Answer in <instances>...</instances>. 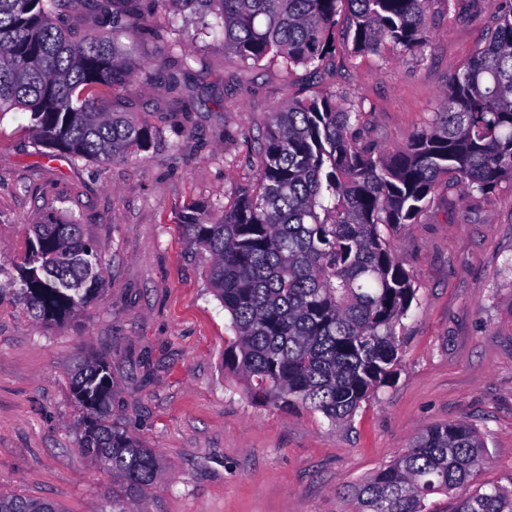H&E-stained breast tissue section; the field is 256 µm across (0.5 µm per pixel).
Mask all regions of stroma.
<instances>
[{
  "label": "stroma",
  "instance_id": "35a3bbf8",
  "mask_svg": "<svg viewBox=\"0 0 512 512\" xmlns=\"http://www.w3.org/2000/svg\"><path fill=\"white\" fill-rule=\"evenodd\" d=\"M170 0H144L140 59L179 42L203 62L191 112L156 109L145 86L131 109L160 135L138 163H71L34 144L29 115H0V264L21 262L28 227L48 210L74 215L101 255L104 290L67 323L43 326L0 299V495L47 499L61 512H345L347 496L427 426L465 422L485 439L472 480L428 503L454 512L485 482L512 489V188L470 196L441 187L417 223L391 232L397 261L418 291L400 331L390 384L352 422L284 410L247 394L224 368L232 337L209 291L208 253L178 228L193 201L218 214L253 181V138L267 114L299 95L364 102L363 136L394 151L442 104L450 76L499 22L492 0H432L424 59L391 48L356 55L344 39L326 67L279 62L243 73L221 43L196 35L192 10L168 28ZM107 357L113 419L155 449L159 485L134 500L78 447L67 373L81 355Z\"/></svg>",
  "mask_w": 512,
  "mask_h": 512
}]
</instances>
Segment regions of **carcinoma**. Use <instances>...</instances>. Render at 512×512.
I'll list each match as a JSON object with an SVG mask.
<instances>
[{"mask_svg":"<svg viewBox=\"0 0 512 512\" xmlns=\"http://www.w3.org/2000/svg\"><path fill=\"white\" fill-rule=\"evenodd\" d=\"M198 14L244 68L281 60L319 68L336 51L337 16L349 13L353 49L422 57L433 32L431 0H172ZM141 0H0V114H30L35 141L68 159L101 165L142 159L158 130L103 104L142 84L162 85V112L194 110L195 56H159L145 68L130 30ZM361 103L325 92L268 113L251 166L219 215L191 203L179 216L187 243L209 253V287L234 331L224 368L283 409L352 420L401 361L398 329L417 284L397 261L389 230L418 223L448 181L468 195L512 187V9L448 81L429 123L396 152L362 139ZM98 251L72 215L30 225L27 252L0 266L11 294L44 324L68 320L102 290ZM81 455L119 477L133 497L151 490L162 460L112 422L111 364L72 365ZM484 441L465 422L418 431L410 448L351 499V512H428L426 501L467 483L484 465ZM0 512H58L48 501L0 495ZM455 512H512V491L486 483Z\"/></svg>","mask_w":512,"mask_h":512,"instance_id":"carcinoma-1","label":"carcinoma"}]
</instances>
